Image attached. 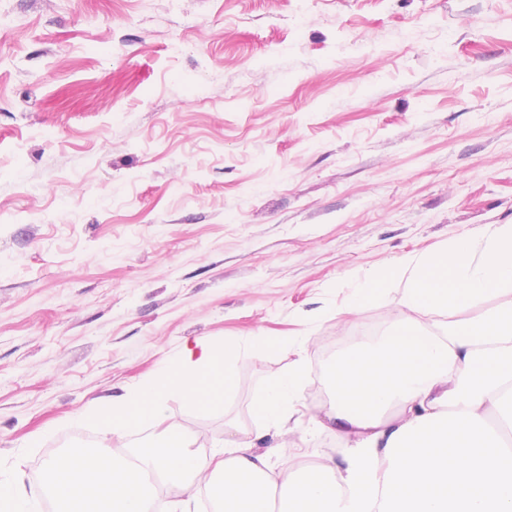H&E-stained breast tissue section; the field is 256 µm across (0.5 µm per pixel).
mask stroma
Instances as JSON below:
<instances>
[{"label":"stroma","instance_id":"35a3bbf8","mask_svg":"<svg viewBox=\"0 0 512 512\" xmlns=\"http://www.w3.org/2000/svg\"><path fill=\"white\" fill-rule=\"evenodd\" d=\"M512 224V0H0V480L47 512L76 415L184 340L239 341L237 392L173 418L197 449L287 374L309 405L391 261Z\"/></svg>","mask_w":512,"mask_h":512}]
</instances>
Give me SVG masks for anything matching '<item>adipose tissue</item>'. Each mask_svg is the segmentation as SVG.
<instances>
[{
	"mask_svg": "<svg viewBox=\"0 0 512 512\" xmlns=\"http://www.w3.org/2000/svg\"><path fill=\"white\" fill-rule=\"evenodd\" d=\"M374 302L389 309L388 330L337 354L323 375L329 400L308 418L341 441L340 461L272 465L233 425L223 452L199 454L168 400L223 407L240 348L187 341L122 394L91 402L111 436L157 426V439L51 459L43 491L57 512H157L161 487L209 489L218 512H512V224L390 262L356 285L343 312ZM305 379L297 359L254 396L253 413L275 434L290 435Z\"/></svg>",
	"mask_w": 512,
	"mask_h": 512,
	"instance_id": "ef3b65f1",
	"label": "adipose tissue"
}]
</instances>
